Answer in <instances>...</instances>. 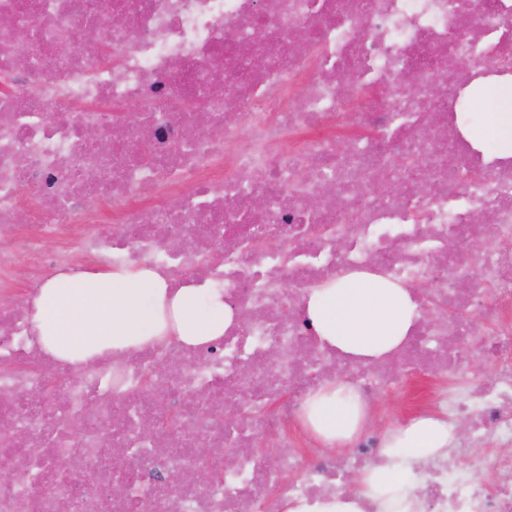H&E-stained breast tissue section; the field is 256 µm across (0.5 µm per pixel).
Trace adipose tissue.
Masks as SVG:
<instances>
[{"instance_id": "adipose-tissue-1", "label": "adipose tissue", "mask_w": 512, "mask_h": 512, "mask_svg": "<svg viewBox=\"0 0 512 512\" xmlns=\"http://www.w3.org/2000/svg\"><path fill=\"white\" fill-rule=\"evenodd\" d=\"M487 100L491 110L484 115L481 134L501 154L512 155V88L488 87ZM35 306L45 349L80 368L92 367L103 354L118 356L171 335L202 345L222 337L232 318L219 293L193 285L173 291L155 273L127 266L55 277L42 286ZM306 314L321 341L380 360L409 332L415 306L401 286L349 275L314 288ZM364 413L355 389L338 382L309 395L303 418L317 436L332 443L352 436ZM455 436L434 417L392 432L381 463L358 477L359 497L409 504L422 488L414 465L439 455Z\"/></svg>"}]
</instances>
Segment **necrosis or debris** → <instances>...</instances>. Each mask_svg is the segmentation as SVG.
Segmentation results:
<instances>
[{"label": "necrosis or debris", "mask_w": 512, "mask_h": 512, "mask_svg": "<svg viewBox=\"0 0 512 512\" xmlns=\"http://www.w3.org/2000/svg\"><path fill=\"white\" fill-rule=\"evenodd\" d=\"M5 16L0 274L31 286L19 302L0 283V512H384L345 485L385 433L367 421L319 448L303 408L339 381L371 405L418 374L437 385L413 414L468 421L424 512H512V156L457 123L475 89L512 83V60L487 61L512 47V0H0ZM90 27L112 61L79 40ZM112 265L222 292L233 320L89 369L47 353L39 286ZM356 273L433 284L391 353L404 371L321 342L304 314L313 288ZM203 445L239 454L204 464Z\"/></svg>", "instance_id": "1"}]
</instances>
